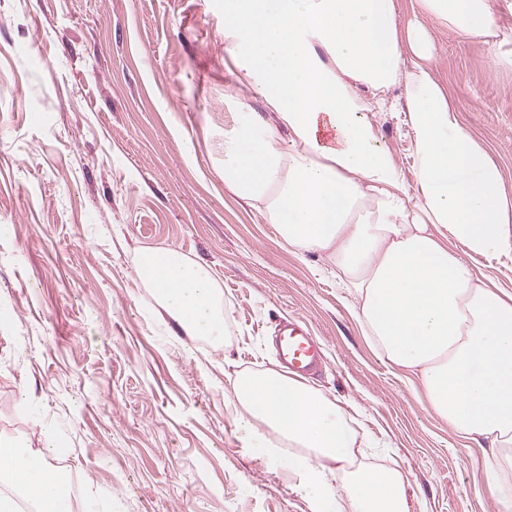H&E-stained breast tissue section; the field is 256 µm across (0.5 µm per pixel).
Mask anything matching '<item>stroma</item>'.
Instances as JSON below:
<instances>
[{
    "label": "stroma",
    "instance_id": "1",
    "mask_svg": "<svg viewBox=\"0 0 512 512\" xmlns=\"http://www.w3.org/2000/svg\"><path fill=\"white\" fill-rule=\"evenodd\" d=\"M428 29L512 200V69L496 63L512 42ZM224 56V0H0V432L55 424L78 512H311L300 471L247 447L231 403L299 320L324 352L310 385L386 448L358 465L397 467L409 512H495L480 450L364 338L327 255L288 248L226 190L224 133L265 108ZM368 118L416 191L407 113ZM155 247L214 268L222 345L160 314L136 274Z\"/></svg>",
    "mask_w": 512,
    "mask_h": 512
}]
</instances>
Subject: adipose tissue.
<instances>
[{
  "label": "adipose tissue",
  "mask_w": 512,
  "mask_h": 512,
  "mask_svg": "<svg viewBox=\"0 0 512 512\" xmlns=\"http://www.w3.org/2000/svg\"><path fill=\"white\" fill-rule=\"evenodd\" d=\"M416 2L419 17L401 28L396 0H224V51L268 113L239 114L225 134L224 186L294 251L331 258L364 336L482 450L496 512H512V293L465 260L512 259V208L434 74L427 28L491 37L493 0ZM397 85L415 135L416 200L366 118ZM136 272L186 336L223 343L212 266L151 248ZM232 394L249 447L272 460L296 449L297 491L315 512H407L400 470L345 471L357 435L320 391L268 369L237 375ZM65 448L48 423L35 444L0 433V512L22 499L35 512H74L53 464Z\"/></svg>",
  "instance_id": "obj_1"
}]
</instances>
